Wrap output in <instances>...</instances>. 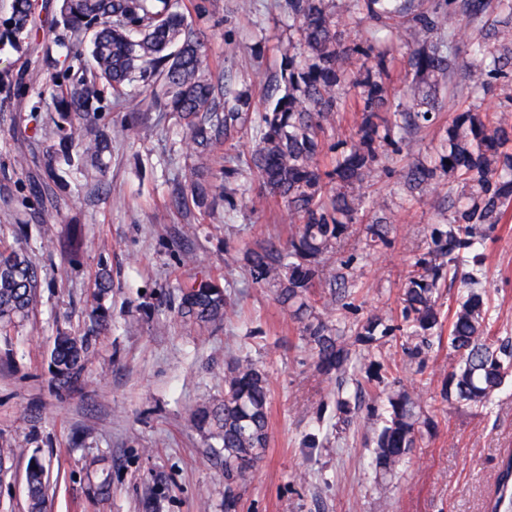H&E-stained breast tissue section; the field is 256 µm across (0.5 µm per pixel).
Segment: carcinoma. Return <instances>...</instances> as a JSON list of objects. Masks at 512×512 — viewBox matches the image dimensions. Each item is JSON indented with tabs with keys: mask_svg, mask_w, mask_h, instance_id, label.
Here are the masks:
<instances>
[{
	"mask_svg": "<svg viewBox=\"0 0 512 512\" xmlns=\"http://www.w3.org/2000/svg\"><path fill=\"white\" fill-rule=\"evenodd\" d=\"M358 13L376 25L373 35L346 44V20L336 17L335 0H287L288 19L298 39L284 48L281 83L273 88V107L253 120L246 90H233L230 79L214 73L207 37L197 22L209 14V0H60L57 45L63 60L50 75L57 119L53 137L68 163L98 164L112 139L95 104L108 98L112 107L140 111L143 94L149 107L166 112L182 129L190 181L171 196L178 210L194 208L211 219L219 204L235 209L234 193L224 185L241 177L259 194L282 203L295 232L283 246L268 244L246 252L244 260L256 282L275 287L280 305L301 325V339L324 374L346 381L351 351L345 332L316 311L312 290L324 289L322 307L331 313L348 306L354 281L345 261L331 263L336 245L364 211V188L383 161L409 146L402 133H415L440 108L439 85L454 98L452 78L467 74V97L478 99L494 83L512 80V0H353ZM502 16V27L486 36L501 49L477 47L460 56L469 40L461 18L478 22L489 8ZM32 0H9L6 32L17 37L33 24ZM412 46L407 66L415 79L413 103L392 101L387 38ZM353 91L362 103L355 138L330 144L322 139L343 96ZM254 146L240 165L224 159V145L245 136ZM447 147L435 159L414 157L400 171L411 190L441 180L460 187L448 200V223L432 232L433 247L415 259L414 273L402 289V324L379 313L355 329V341L370 347L394 331L419 339L410 354L429 345L442 326L440 283L459 280L464 288L448 310V347L459 356L444 380L443 395L461 405L484 406L512 373V341L491 330V307L476 250L487 231L512 205V124H492L479 112L453 117ZM329 155L321 164L320 156ZM366 245H388V227L375 218L365 225ZM220 278L200 272L177 283L180 321L199 333L220 326L231 297ZM40 278L27 253L0 240V335L28 318L37 302ZM109 315L93 310L91 325L79 338L58 336L50 365L59 386L78 383L89 357L88 337L109 325ZM269 381L265 369L249 357L224 369V398L201 404L194 424L221 441L224 475L242 479L262 459L268 439ZM383 426L377 434L372 465L381 474L394 472L435 425L422 416L419 398L404 385L391 390ZM498 496L490 512L512 501V455L497 475ZM31 512H44V466L31 460L26 472Z\"/></svg>",
	"mask_w": 512,
	"mask_h": 512,
	"instance_id": "obj_1",
	"label": "carcinoma"
}]
</instances>
